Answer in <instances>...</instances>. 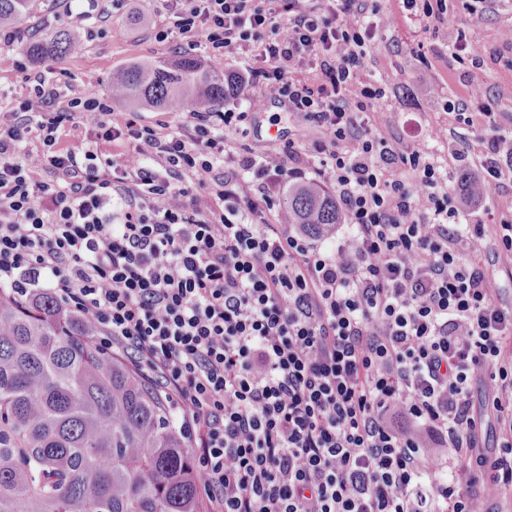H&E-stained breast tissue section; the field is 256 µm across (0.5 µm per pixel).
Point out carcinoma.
Listing matches in <instances>:
<instances>
[{"instance_id":"obj_1","label":"carcinoma","mask_w":512,"mask_h":512,"mask_svg":"<svg viewBox=\"0 0 512 512\" xmlns=\"http://www.w3.org/2000/svg\"><path fill=\"white\" fill-rule=\"evenodd\" d=\"M34 0H0L14 24ZM81 39L58 30L26 46L36 60L61 61ZM240 89L189 58L136 61L112 76V99L167 112L212 109ZM462 196L487 195L464 176ZM292 224L326 235L341 217L313 184L288 191ZM0 512H206L186 441L170 407L120 357L101 348L84 318L51 298L31 306L0 293Z\"/></svg>"}]
</instances>
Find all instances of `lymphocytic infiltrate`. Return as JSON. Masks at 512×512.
I'll use <instances>...</instances> for the list:
<instances>
[{
    "instance_id": "f902f5d3",
    "label": "lymphocytic infiltrate",
    "mask_w": 512,
    "mask_h": 512,
    "mask_svg": "<svg viewBox=\"0 0 512 512\" xmlns=\"http://www.w3.org/2000/svg\"><path fill=\"white\" fill-rule=\"evenodd\" d=\"M214 54L255 43L248 86L313 135L239 151L243 112L183 129L60 103L36 77L0 125V289L81 314L169 403L208 512H512V205L463 212L471 160L512 181L486 83L448 100V157L383 133L364 75L381 0H170ZM313 79H306V72ZM78 123L112 155L59 146ZM325 185L339 233L289 223Z\"/></svg>"
}]
</instances>
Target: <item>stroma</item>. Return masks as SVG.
<instances>
[{
    "mask_svg": "<svg viewBox=\"0 0 512 512\" xmlns=\"http://www.w3.org/2000/svg\"><path fill=\"white\" fill-rule=\"evenodd\" d=\"M448 19L439 29L427 30L415 24L403 0H383V19L378 29L379 49L369 59L367 70L385 84L386 95L378 109L396 114L414 140H427L436 155L448 146L447 99L463 96V65L448 49L458 28H465L471 40L487 48L502 44L501 34L512 27V0H492L477 15L464 11L460 0H447ZM31 39L59 30L80 33L84 49L77 57L63 62H29L18 71L15 61L25 51L0 50V114H9L16 99L25 95L32 77L56 73L62 100L85 95L109 97L114 72L136 60L160 61L190 57L221 74H248L257 68L252 48L232 49L217 56L203 45H195L170 29L163 0H126L123 9H113L111 0H36L33 10L19 23ZM169 30L166 41H159L158 30ZM477 78L490 87L496 111L512 115V69L486 60ZM225 109L250 115L249 134L244 143L254 154L279 153L283 141L280 129L304 139L310 132L302 126H288L283 117L287 106L260 100L258 93L241 90L224 101Z\"/></svg>",
    "mask_w": 512,
    "mask_h": 512,
    "instance_id": "1",
    "label": "stroma"
}]
</instances>
